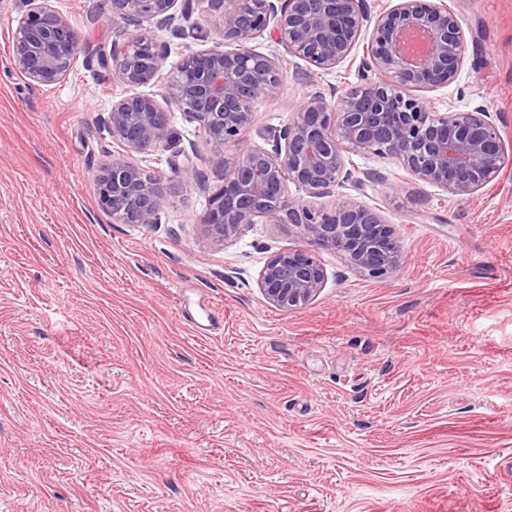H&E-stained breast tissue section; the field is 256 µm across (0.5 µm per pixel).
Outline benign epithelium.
I'll return each instance as SVG.
<instances>
[{"label":"benign epithelium","mask_w":512,"mask_h":512,"mask_svg":"<svg viewBox=\"0 0 512 512\" xmlns=\"http://www.w3.org/2000/svg\"><path fill=\"white\" fill-rule=\"evenodd\" d=\"M50 0H27V15L13 34L10 68L31 87L60 82L83 52L69 21ZM221 42L181 50L176 74L161 81L172 49L145 24L179 19L200 26L195 0H111L112 18L129 26L123 41L88 57L112 70L129 89L149 94L112 98L105 125L121 153L95 175L100 205L123 224H158L166 197L158 171L134 155L166 150L173 112L196 124L211 147L224 185L208 199L200 223L217 244L250 224H288L316 245L343 253L372 278L397 272L401 239L367 209L343 202L331 209L306 197L333 193L353 179L351 155H383L416 180L451 197L471 195L496 179L503 156L491 112H436L412 89H435L456 81L465 57L464 36L447 0H395L371 14L366 0H208ZM371 31L358 66L360 83L331 103L309 96L278 130L272 148L240 149L254 121V103L276 94L284 79L278 56L252 46L267 35L286 54L328 73L355 61L354 50ZM183 181L198 180L191 158L172 163ZM301 192L288 193V185ZM326 272L309 250L283 251L262 267L258 287L272 305L293 310L315 298Z\"/></svg>","instance_id":"obj_1"}]
</instances>
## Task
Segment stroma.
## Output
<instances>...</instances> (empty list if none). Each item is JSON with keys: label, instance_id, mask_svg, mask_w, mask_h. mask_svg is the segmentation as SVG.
Segmentation results:
<instances>
[{"label": "stroma", "instance_id": "stroma-1", "mask_svg": "<svg viewBox=\"0 0 512 512\" xmlns=\"http://www.w3.org/2000/svg\"><path fill=\"white\" fill-rule=\"evenodd\" d=\"M447 2L466 57L425 96L496 114L497 179L449 197L354 158L361 186L314 204L374 211L403 264L373 279L314 248L326 284L288 311L257 279L303 238L252 224L210 243L200 216L224 172L181 115L174 151L202 182L168 191L157 224L101 208L103 119L125 88L82 57L28 87L7 65L26 0H0V512H512V0ZM50 3L84 45L124 28L109 0ZM282 64L246 146L359 81L348 63Z\"/></svg>", "mask_w": 512, "mask_h": 512}]
</instances>
